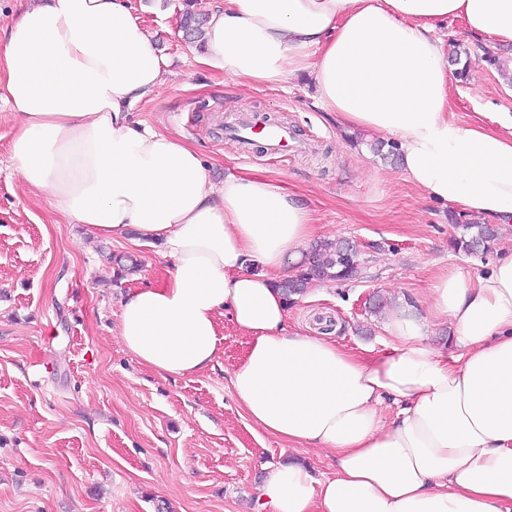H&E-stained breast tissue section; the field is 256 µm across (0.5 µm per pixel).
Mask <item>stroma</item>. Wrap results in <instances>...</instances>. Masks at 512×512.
Wrapping results in <instances>:
<instances>
[{
    "label": "stroma",
    "instance_id": "obj_1",
    "mask_svg": "<svg viewBox=\"0 0 512 512\" xmlns=\"http://www.w3.org/2000/svg\"><path fill=\"white\" fill-rule=\"evenodd\" d=\"M168 65L135 120L176 133L204 154L214 185L227 173H258L303 191L322 239L354 245L372 260L369 278L308 285L288 301L290 325L334 331L339 344L369 355L401 301L426 300L441 271L484 275L512 227L499 228L483 255L454 251L472 215L416 193L395 162L375 153L378 134L349 138L314 99L309 78L275 90L246 88L193 60L179 29L183 0H130ZM448 53L466 49V74H452L449 115L512 113V45L473 35L451 18L438 28ZM499 66L486 65V53ZM287 122L293 138L274 157L264 142L241 154L224 125L239 114ZM16 125L0 101V512H253L264 465L288 445L256 427L234 399L230 378L247 339L220 321L212 368L164 377L140 364L118 336L120 303L163 279L157 247L135 235L112 241L64 223L12 167ZM130 256L137 272L117 277L108 255Z\"/></svg>",
    "mask_w": 512,
    "mask_h": 512
}]
</instances>
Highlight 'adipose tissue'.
Returning <instances> with one entry per match:
<instances>
[{"label":"adipose tissue","instance_id":"adipose-tissue-1","mask_svg":"<svg viewBox=\"0 0 512 512\" xmlns=\"http://www.w3.org/2000/svg\"><path fill=\"white\" fill-rule=\"evenodd\" d=\"M451 17L512 42V0H224L193 57L247 87L307 76L343 130L397 143L417 193L511 225L512 113L449 119L436 31ZM167 64L129 0H41L0 40L23 185L95 236L136 231L168 265L123 298L125 348L185 377L214 361L220 317L247 338L236 403L288 444L334 454L322 479L265 465L256 512H512V252L473 283L439 275L425 306L390 316L391 341L373 357L291 328L280 284L316 214L260 175L213 186L195 148L132 120ZM432 317L452 325L447 353L428 343ZM388 398L398 410L385 423Z\"/></svg>","mask_w":512,"mask_h":512}]
</instances>
